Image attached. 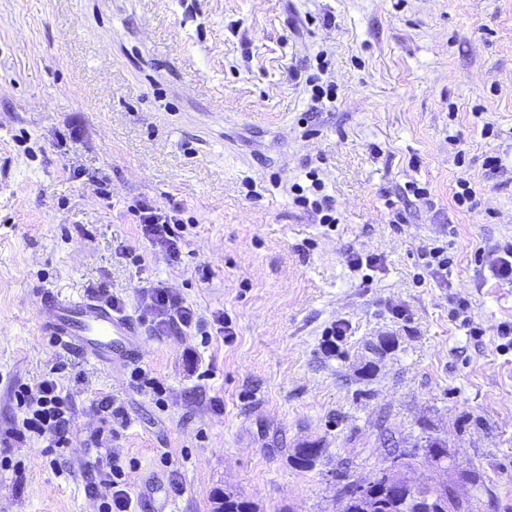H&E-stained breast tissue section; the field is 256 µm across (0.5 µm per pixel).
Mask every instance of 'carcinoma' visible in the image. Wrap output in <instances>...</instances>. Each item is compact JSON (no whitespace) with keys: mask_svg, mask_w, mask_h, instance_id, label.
<instances>
[{"mask_svg":"<svg viewBox=\"0 0 512 512\" xmlns=\"http://www.w3.org/2000/svg\"><path fill=\"white\" fill-rule=\"evenodd\" d=\"M425 449L426 462L437 469L455 470V466L448 463V448L444 441L432 436L424 437V443L412 448H405L396 454L399 459V469L391 475L366 484L363 492L354 489L356 482L345 486L341 493L342 512H420L419 503L430 502L432 512H452L448 506V493L446 488L426 483H415L406 475V470L412 468L413 460L417 457V449ZM312 452L307 453L299 448L295 451L294 466L299 469H308L322 456L324 449L311 443ZM463 477L468 479L477 489L485 495L489 504H494L496 494L493 487L487 484L483 474L475 469L463 470Z\"/></svg>","mask_w":512,"mask_h":512,"instance_id":"obj_1","label":"carcinoma"}]
</instances>
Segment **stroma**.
<instances>
[{"label": "stroma", "instance_id": "stroma-1", "mask_svg": "<svg viewBox=\"0 0 512 512\" xmlns=\"http://www.w3.org/2000/svg\"><path fill=\"white\" fill-rule=\"evenodd\" d=\"M312 169L335 226L292 203ZM140 199L189 220L179 261L132 224ZM511 245L512 0H0V512H98L109 488L87 495V476L111 450L141 512L220 494L338 512L344 474L372 479L387 438L424 430L512 507V283L489 272ZM156 280L236 330L143 327L161 396L40 329L45 291L103 284L135 317ZM52 370L64 448L10 434L14 389ZM105 394L127 413L115 436Z\"/></svg>", "mask_w": 512, "mask_h": 512}]
</instances>
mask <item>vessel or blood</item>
<instances>
[{"mask_svg": "<svg viewBox=\"0 0 512 512\" xmlns=\"http://www.w3.org/2000/svg\"><path fill=\"white\" fill-rule=\"evenodd\" d=\"M43 304L51 313L44 328L58 344L84 360L114 368L118 360L140 357V327L130 316L89 294H47Z\"/></svg>", "mask_w": 512, "mask_h": 512, "instance_id": "1", "label": "vessel or blood"}]
</instances>
